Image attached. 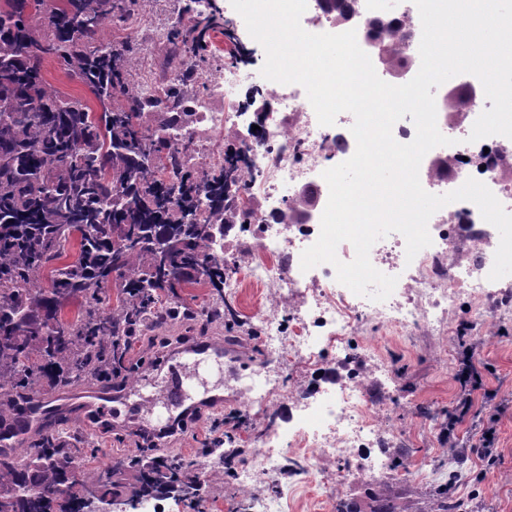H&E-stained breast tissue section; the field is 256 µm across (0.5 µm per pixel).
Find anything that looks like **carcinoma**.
<instances>
[{
  "instance_id": "1",
  "label": "carcinoma",
  "mask_w": 512,
  "mask_h": 512,
  "mask_svg": "<svg viewBox=\"0 0 512 512\" xmlns=\"http://www.w3.org/2000/svg\"><path fill=\"white\" fill-rule=\"evenodd\" d=\"M105 0H61L39 16L41 0L0 5V425L15 416V396L56 374L69 382L112 367L156 308L157 290L180 286L188 272L215 285L224 280L220 256L207 251L236 216L243 158L224 150L220 174L183 165L167 136L147 133L142 111L185 98L170 83L145 101L130 87L133 49L126 43L84 41L106 20ZM49 35L34 37L37 26ZM398 21L376 22L373 40L400 37ZM53 61L88 87L99 105L66 97L44 78ZM206 199L210 218L198 216ZM80 236L74 261L52 271V287L33 284ZM150 258L148 270L137 260ZM123 275L116 306L102 307L98 290ZM78 300L82 317L58 319ZM80 449L38 435L20 456L0 454V512H53L52 495L74 469ZM104 475L83 472L81 491L93 497ZM431 512H461L448 485L431 491Z\"/></svg>"
}]
</instances>
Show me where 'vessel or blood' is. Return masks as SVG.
<instances>
[{
    "label": "vessel or blood",
    "mask_w": 512,
    "mask_h": 512,
    "mask_svg": "<svg viewBox=\"0 0 512 512\" xmlns=\"http://www.w3.org/2000/svg\"><path fill=\"white\" fill-rule=\"evenodd\" d=\"M193 354L195 373L210 369L212 363L223 361V347L214 345L204 337H197L188 346ZM194 380L192 376L176 374L169 376L155 389L140 388L134 391L117 392L107 386H98L89 393L83 403L84 424L93 427L95 423L107 422L116 428H133L134 417L141 412L149 413L156 424L149 430V437H157L173 422L175 413L190 417L204 410H215L222 406L223 395L210 392L199 400L193 399ZM25 415L17 422L0 427V446L17 448L33 433L51 429L52 425L64 420L67 407L59 394L36 389L29 392L24 400Z\"/></svg>",
    "instance_id": "b4317fda"
}]
</instances>
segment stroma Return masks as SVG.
<instances>
[{
  "instance_id": "1",
  "label": "stroma",
  "mask_w": 512,
  "mask_h": 512,
  "mask_svg": "<svg viewBox=\"0 0 512 512\" xmlns=\"http://www.w3.org/2000/svg\"><path fill=\"white\" fill-rule=\"evenodd\" d=\"M190 5L191 0H128L126 9L135 19L134 26L116 21L104 26L102 39L129 43L136 52L134 84L162 83L172 77L171 60L159 50L157 34L185 24V10ZM212 16L215 26L205 34L209 46L205 61L181 75L190 101L203 90L200 72L223 66L224 58L215 45L225 31H233L248 48L254 49L255 62L264 59L263 47L250 36L230 0H215ZM273 98L272 87L243 85L233 106L238 118L231 129L225 130V144L246 136L257 112L272 105ZM499 292V297L487 301L461 297L447 324L439 328L398 332L376 323L361 328V335L373 340L376 358L391 368L394 392H387L377 382L372 383L371 389L378 401L380 419L397 432L390 450L395 454L408 452L411 472L406 476L381 472L369 480L348 484L345 495L356 503L359 512H378L383 504L393 512H428L429 489L444 483L452 469L458 474L454 495L463 504L464 512H512V280L504 281ZM180 295L182 316L142 329L134 336L128 352L132 358L151 356L155 362L153 372L158 376L165 375L177 361L176 355L163 347L167 339L175 336L207 337L223 345L225 353L240 363L262 358L261 340L253 331L254 315L273 310L283 313L302 300L298 293L282 301L266 289L245 286L229 297L236 312V321L230 324L211 318L217 295L209 286L192 284L182 288ZM484 317L493 319L491 331H482L480 320ZM467 352L472 353L484 374L485 391H492L493 396L485 398V391L476 394L455 440L448 441L443 437L447 415L454 412L460 396L456 373ZM240 378L237 371L216 370L207 376L208 385H223V406L190 418L186 432L171 437L164 454L192 464L200 460L207 445L220 438L226 457L236 461L248 458L264 424L246 415V393ZM83 419L80 406H72L55 430L68 443L81 444L79 469L104 468L109 462H118L120 468L113 477L114 501L126 503L138 498L140 473L122 465L127 457L139 453L134 434L104 427L89 434L84 430ZM491 425L497 428L500 454L499 461L492 465L473 449L478 437ZM208 479L207 497L153 498L146 503V512H240L238 484L225 476L223 466L209 470Z\"/></svg>"
}]
</instances>
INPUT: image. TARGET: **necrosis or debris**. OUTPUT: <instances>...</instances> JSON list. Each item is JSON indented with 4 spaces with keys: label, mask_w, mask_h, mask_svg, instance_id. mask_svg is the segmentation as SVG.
Segmentation results:
<instances>
[{
    "label": "necrosis or debris",
    "mask_w": 512,
    "mask_h": 512,
    "mask_svg": "<svg viewBox=\"0 0 512 512\" xmlns=\"http://www.w3.org/2000/svg\"><path fill=\"white\" fill-rule=\"evenodd\" d=\"M355 11L402 23L399 49L410 59L408 71L403 77L385 74L384 80L400 85L405 77L415 76L421 63L422 34L417 7L403 8L400 0H356ZM246 80L235 66L208 75V93L196 101L192 121L171 124L167 136L187 147L210 145L211 164L221 163L224 131L234 123L231 104ZM300 90L297 84L278 85L270 124L261 136L240 140L246 186L239 196L238 223L224 227L225 236L244 241L246 256L238 276L225 280L227 290L248 283L282 298L302 288L311 291L289 316L264 313L258 317L268 359L248 375L245 407L267 418L269 425L259 448L236 471L241 500L250 512H285L287 491L258 496L253 488L277 481L288 449L304 461L317 457L340 461L329 496L334 503L339 500L338 489L353 476L369 477L389 468L383 448L394 433L378 420L368 385L371 373L385 375L389 368L384 362L372 361L374 346L371 340L357 336L360 325L374 318L397 331L440 326L461 296L481 298L496 286L489 278L493 252L479 246L466 261L449 259L462 237L479 243L499 237L498 230L469 201L450 203L432 215L428 223L432 243L414 259H407L405 239L398 233L372 246V265L397 279L385 300L356 295L337 281L331 264L302 270L293 248L299 243L312 245L319 237L329 197L322 174L328 161L348 160L356 141L350 128L332 133L321 126ZM434 94L438 129L449 134L453 143L425 155L419 169L422 187L432 194H445L474 178L512 213V139L501 135L475 142L469 139L476 119L491 106L481 82L466 74L457 84L435 88ZM458 95L470 101L469 111H449V100ZM293 200L302 201L303 206L293 218L284 219L286 204ZM278 361L305 370L303 395L293 397L284 388L281 373L274 367Z\"/></svg>",
    "instance_id": "4bbe7bcc"
}]
</instances>
